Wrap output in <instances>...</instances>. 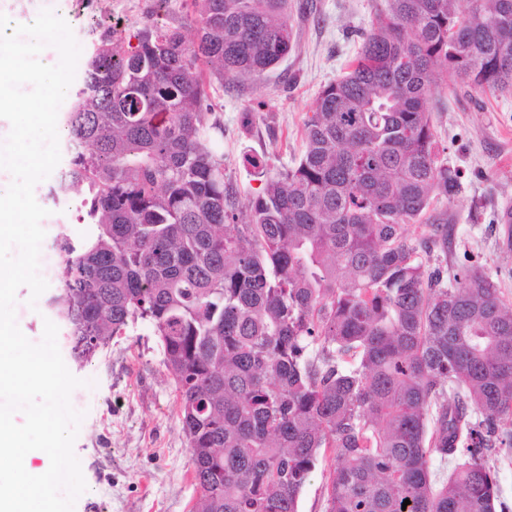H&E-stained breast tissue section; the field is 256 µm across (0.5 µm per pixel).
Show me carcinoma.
Here are the masks:
<instances>
[{
    "label": "carcinoma",
    "instance_id": "obj_1",
    "mask_svg": "<svg viewBox=\"0 0 512 512\" xmlns=\"http://www.w3.org/2000/svg\"><path fill=\"white\" fill-rule=\"evenodd\" d=\"M457 2L387 0L322 88L299 160L275 172L247 160L265 183L243 224L210 92L288 56V0H185L129 35L92 28L52 188L60 202L87 190L84 232L59 227L49 316L77 363L151 325L195 512H300L327 448L326 512H496L484 451L512 458L499 429L512 418V304L487 272L450 283L433 261L448 254L434 203L458 176L429 103L449 75L512 94V0Z\"/></svg>",
    "mask_w": 512,
    "mask_h": 512
}]
</instances>
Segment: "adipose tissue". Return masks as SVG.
I'll return each mask as SVG.
<instances>
[{"label":"adipose tissue","instance_id":"ef3b65f1","mask_svg":"<svg viewBox=\"0 0 512 512\" xmlns=\"http://www.w3.org/2000/svg\"><path fill=\"white\" fill-rule=\"evenodd\" d=\"M55 449L28 446L0 412V512H45L57 471Z\"/></svg>","mask_w":512,"mask_h":512}]
</instances>
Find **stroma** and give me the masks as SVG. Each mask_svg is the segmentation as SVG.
<instances>
[{
	"label": "stroma",
	"instance_id": "obj_1",
	"mask_svg": "<svg viewBox=\"0 0 512 512\" xmlns=\"http://www.w3.org/2000/svg\"><path fill=\"white\" fill-rule=\"evenodd\" d=\"M183 0H70L61 17L83 51H90L89 26L97 21L126 27L182 11ZM295 46L274 70L225 86L213 102L224 119V172L237 189L239 209L262 189L246 157H266L271 169L292 166L304 151V122L322 87L356 58L361 34L386 0H290ZM432 122L441 160L456 170L458 192L439 201L448 211V269L472 266L499 282L512 303V95L478 93L455 82L432 92ZM44 300L28 287L16 294V320L33 342L43 336ZM151 326L129 325L84 364L69 363L76 377L90 380L71 402L84 419L74 443L86 491L74 512H193L198 491L191 456L178 416L176 388L163 364ZM332 453L320 456L300 498V512H326Z\"/></svg>",
	"mask_w": 512,
	"mask_h": 512
}]
</instances>
